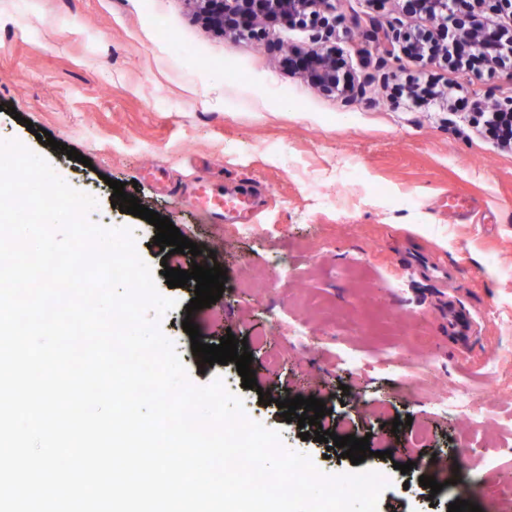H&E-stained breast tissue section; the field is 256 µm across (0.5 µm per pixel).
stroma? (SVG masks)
<instances>
[{
	"instance_id": "1",
	"label": "stroma",
	"mask_w": 512,
	"mask_h": 512,
	"mask_svg": "<svg viewBox=\"0 0 512 512\" xmlns=\"http://www.w3.org/2000/svg\"><path fill=\"white\" fill-rule=\"evenodd\" d=\"M336 13L326 39L275 20L240 39L206 27L193 0H0V142H21L93 196L90 222L132 229L159 292L178 302L159 329L193 385L221 378L286 450L323 474L352 472L340 448L302 440L275 404L323 400L337 436L369 440L363 465L387 482L377 512H448L458 499L512 512V497L490 492L512 484V150L477 113L512 96V73L422 64L399 42L377 67L375 49L358 52L346 32L354 16L427 29L442 45L446 28L404 16L400 0H338ZM312 51L335 57L352 99L295 66ZM413 84L441 96L413 98ZM43 130L91 167L37 140ZM112 179L215 253L227 276L215 304L187 312L194 283L168 287L161 269H191L192 254L164 255L153 225L112 206ZM200 181L246 194L255 233L227 236L196 200ZM276 256L287 268L271 267ZM254 274L268 275L264 293L250 288ZM187 317L203 343L246 340L257 389L235 363L194 356ZM296 332L309 347L290 349ZM391 347L402 365L383 363ZM353 357L361 365L339 369ZM411 373L423 386L406 394L399 377ZM459 386L472 391L467 413H440L437 396ZM423 475L442 490L420 486Z\"/></svg>"
}]
</instances>
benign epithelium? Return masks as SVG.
Instances as JSON below:
<instances>
[{
    "instance_id": "1",
    "label": "benign epithelium",
    "mask_w": 512,
    "mask_h": 512,
    "mask_svg": "<svg viewBox=\"0 0 512 512\" xmlns=\"http://www.w3.org/2000/svg\"><path fill=\"white\" fill-rule=\"evenodd\" d=\"M200 5L199 16L206 25L240 35L252 34L264 20L296 23L308 18L318 19L320 10H335L333 0H196ZM499 11L512 9V0H402V10L407 14L423 15L430 20H451L456 29L452 34V49H444L448 57L460 63L464 59L483 62L493 69H505L512 74V27H490L488 21L476 12V6ZM362 39L385 48L391 53L393 41L401 38L410 54L422 61L434 60L439 48L432 45L426 33H387L373 22L360 28ZM298 66L309 80L327 92L347 93L339 88L336 58L317 52L298 57Z\"/></svg>"
}]
</instances>
